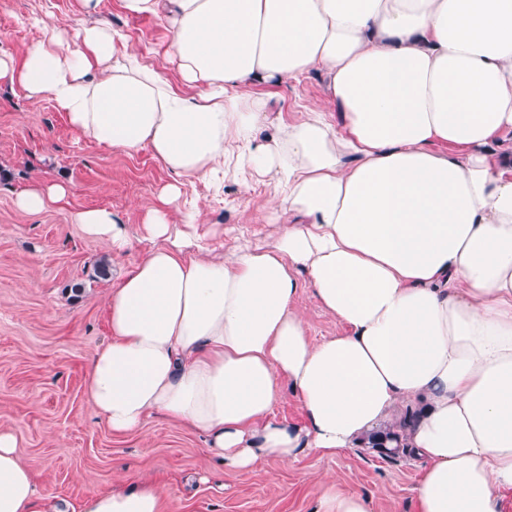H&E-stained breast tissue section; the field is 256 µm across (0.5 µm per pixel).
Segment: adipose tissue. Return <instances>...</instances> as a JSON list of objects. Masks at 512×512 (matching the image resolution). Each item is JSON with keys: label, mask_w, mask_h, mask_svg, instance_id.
I'll return each instance as SVG.
<instances>
[{"label": "adipose tissue", "mask_w": 512, "mask_h": 512, "mask_svg": "<svg viewBox=\"0 0 512 512\" xmlns=\"http://www.w3.org/2000/svg\"><path fill=\"white\" fill-rule=\"evenodd\" d=\"M164 18L186 90L89 25L43 26L0 80L47 97L80 136L175 175L145 209L151 249L119 273L110 336L85 395L116 435L156 415L203 434L240 470L323 458L404 426L416 512H506L512 495V0H121ZM321 73L338 108L274 120V89ZM278 186L269 245L214 256L199 210L172 224L179 178L224 164ZM90 237L131 240L107 208ZM311 288L343 333L315 342ZM302 420L274 413L285 393ZM13 430L0 429V512L40 507ZM142 480L80 512H163Z\"/></svg>", "instance_id": "obj_1"}]
</instances>
